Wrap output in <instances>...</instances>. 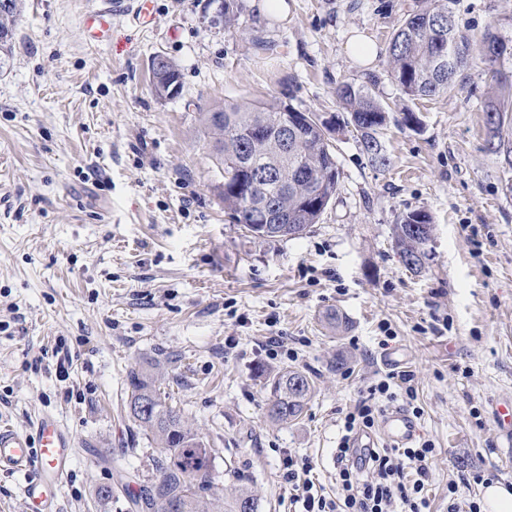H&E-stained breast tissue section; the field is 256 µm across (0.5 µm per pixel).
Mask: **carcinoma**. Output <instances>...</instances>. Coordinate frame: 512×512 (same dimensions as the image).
I'll return each mask as SVG.
<instances>
[{
  "label": "carcinoma",
  "mask_w": 512,
  "mask_h": 512,
  "mask_svg": "<svg viewBox=\"0 0 512 512\" xmlns=\"http://www.w3.org/2000/svg\"><path fill=\"white\" fill-rule=\"evenodd\" d=\"M454 0H427V5L404 16L387 47V76L410 100L435 97L453 88L460 73L474 64L485 66L496 84L486 105L485 124L488 147L503 157L512 169V83L497 68L508 46L491 28L475 37L463 35L454 14ZM242 11L240 0H224L214 23L232 26ZM153 94L163 99L172 81H180L176 65L156 54ZM336 97L348 113L344 127H353L356 139L371 164H390L380 141V129L388 115L371 89L363 84L345 82L336 88ZM293 120L303 132V140L288 143V155L280 150L279 127L285 118ZM199 122L209 138V156L217 176L214 188L224 200V212L230 221L241 225L255 238L302 235L318 223L335 196L339 171L330 132L336 123L314 112L295 109L279 97L249 105L226 102L198 113ZM256 161L274 166L275 175L256 194L269 197L275 214L263 222L248 221L242 186L246 174L237 162ZM431 224L429 214L410 211L394 227L395 249L403 259L416 253L428 256L431 235L415 231L412 225ZM257 373L265 377L268 390L267 414L271 421L288 425L302 415L311 400L315 384L303 370L284 368L275 373L263 367ZM163 363L134 367L127 373L126 407L143 408L133 424L141 428L159 455L149 458L153 470L164 476L165 494L183 504V512H259L256 495L246 478L235 468L224 469L228 479L238 483L230 498L216 494L214 460L217 450L189 424L181 410L170 404L169 393L161 389ZM156 480H149L132 499L137 512H162L157 502Z\"/></svg>",
  "instance_id": "1"
}]
</instances>
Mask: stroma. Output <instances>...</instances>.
Masks as SVG:
<instances>
[{"label": "stroma", "instance_id": "stroma-1", "mask_svg": "<svg viewBox=\"0 0 512 512\" xmlns=\"http://www.w3.org/2000/svg\"><path fill=\"white\" fill-rule=\"evenodd\" d=\"M238 25L209 0H117L110 29H83L104 0H24L0 71V426L32 431L54 414L76 447L58 512H125L151 452L125 416L128 371L169 358L167 389L210 447L233 463L261 512H290L285 456L337 493L345 414L403 351L421 439L437 451L427 495L477 476L512 487V447L492 409L512 398V170L487 145L483 68L448 93L404 101L385 50L423 0H242ZM463 33L494 27L512 46V0H454ZM148 17H141V10ZM372 42V62L351 42ZM178 67L180 97L159 100L150 60ZM372 82L391 107L373 166L334 135L338 188L296 238L255 239L224 213L198 112L288 94L304 112L343 116L336 88ZM410 106L422 122L402 123ZM430 214L421 273L393 244L401 213ZM343 327L332 330L325 316ZM285 353L270 356L269 337ZM311 373L302 418L271 423L257 365ZM123 467H115L114 459ZM112 486V500L97 490Z\"/></svg>", "mask_w": 512, "mask_h": 512}]
</instances>
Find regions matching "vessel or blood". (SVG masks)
I'll list each match as a JSON object with an SVG mask.
<instances>
[{"instance_id": "vessel-or-blood-1", "label": "vessel or blood", "mask_w": 512, "mask_h": 512, "mask_svg": "<svg viewBox=\"0 0 512 512\" xmlns=\"http://www.w3.org/2000/svg\"><path fill=\"white\" fill-rule=\"evenodd\" d=\"M391 445L410 446L419 433L416 420L404 409L386 410L380 427ZM75 442L52 415L42 416L34 433L0 428V472L26 475V512H57V491L74 457Z\"/></svg>"}]
</instances>
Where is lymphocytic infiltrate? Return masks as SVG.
<instances>
[{"mask_svg":"<svg viewBox=\"0 0 512 512\" xmlns=\"http://www.w3.org/2000/svg\"><path fill=\"white\" fill-rule=\"evenodd\" d=\"M382 405L361 401L345 416L344 433L336 448L334 499L314 490L306 475L308 460L292 457L284 461L288 481H301L302 491L295 497L302 512H429L426 486L435 449L430 441L409 448H354L351 440L370 434Z\"/></svg>","mask_w":512,"mask_h":512,"instance_id":"1","label":"lymphocytic infiltrate"}]
</instances>
